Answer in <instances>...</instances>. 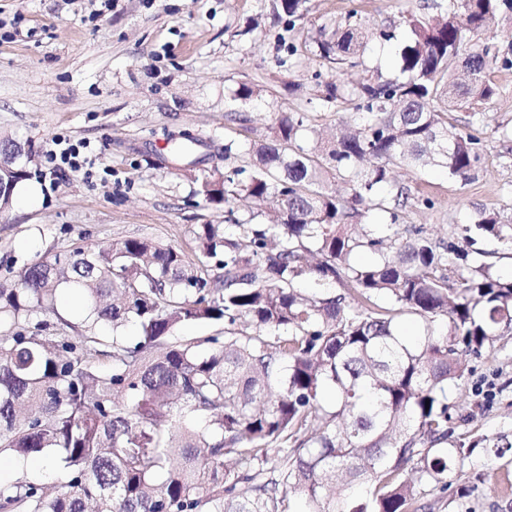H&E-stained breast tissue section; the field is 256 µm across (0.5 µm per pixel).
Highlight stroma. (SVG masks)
Returning a JSON list of instances; mask_svg holds the SVG:
<instances>
[{
    "mask_svg": "<svg viewBox=\"0 0 512 512\" xmlns=\"http://www.w3.org/2000/svg\"><path fill=\"white\" fill-rule=\"evenodd\" d=\"M432 2L307 0L292 27L269 0H0V137L29 147V182L38 189L0 213V283H14L50 251L141 238L190 253L195 225L234 233L223 206L199 193L204 175L245 161L225 158V139L265 138L282 111L306 113L329 135L352 114L312 108L323 82L397 76L396 54L409 37L403 20L430 15ZM353 9L364 30L390 27L396 37L370 41L360 66L338 70L305 44ZM287 56L293 66H280ZM242 83L261 97L237 100ZM60 137L88 142L95 164L57 177L49 155ZM183 140L187 152L172 153ZM484 147L477 178L464 186L440 168L394 165L397 182L434 201L430 209L403 208L401 224L447 240L477 212L505 209L512 158L493 132ZM468 367L466 384L451 390L466 416L458 432L512 435V338L469 358ZM476 457V473L421 494L424 512H512V448L499 459L482 449ZM494 483L502 487L495 495L487 491Z\"/></svg>",
    "mask_w": 512,
    "mask_h": 512,
    "instance_id": "obj_1",
    "label": "stroma"
}]
</instances>
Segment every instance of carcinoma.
Listing matches in <instances>:
<instances>
[{
    "instance_id": "1",
    "label": "carcinoma",
    "mask_w": 512,
    "mask_h": 512,
    "mask_svg": "<svg viewBox=\"0 0 512 512\" xmlns=\"http://www.w3.org/2000/svg\"><path fill=\"white\" fill-rule=\"evenodd\" d=\"M438 8L408 20L398 76L324 84L314 107L348 106L355 130L325 144L304 113L278 112L272 136L244 150L248 167L202 180L211 203L276 199L271 223L238 222L237 236L199 224L192 259L140 238L57 251L0 286V453L60 473L0 477V512H291L294 490L306 512H408L420 488L474 468L475 449L512 448L502 433L455 434L449 399L467 358L512 336V278L469 250L493 238L512 255V218L482 211L446 242L399 224L384 195L434 205L392 183L395 160L472 182L489 117L445 115L492 101V74L512 70L511 40L475 42L512 22V0ZM272 9L293 24L305 0ZM357 14L321 31L319 58L356 66L370 40L393 38ZM29 176L3 174L0 211ZM374 213L388 217L362 222ZM66 293L76 318L58 310ZM404 317L425 324L409 342ZM196 323L218 330L178 335Z\"/></svg>"
}]
</instances>
